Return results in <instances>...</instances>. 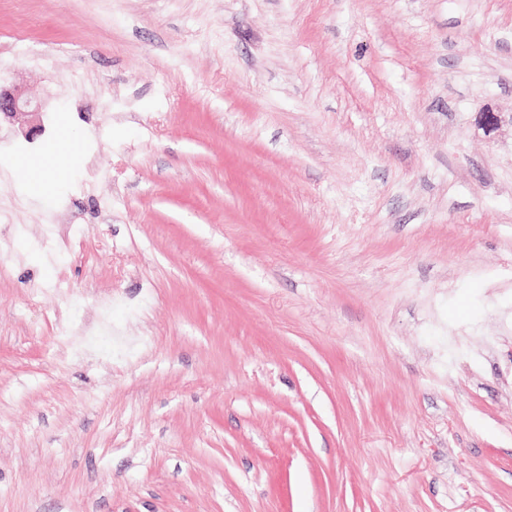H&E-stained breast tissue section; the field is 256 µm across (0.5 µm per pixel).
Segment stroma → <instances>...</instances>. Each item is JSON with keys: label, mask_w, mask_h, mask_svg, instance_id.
I'll return each mask as SVG.
<instances>
[{"label": "stroma", "mask_w": 512, "mask_h": 512, "mask_svg": "<svg viewBox=\"0 0 512 512\" xmlns=\"http://www.w3.org/2000/svg\"><path fill=\"white\" fill-rule=\"evenodd\" d=\"M0 85V512H512V0H0ZM40 109L41 105L27 98L21 90H3L0 85V120L3 115L23 125L29 115L40 112ZM72 141L71 131L62 127L54 145L46 149L37 159L26 155L18 157L14 169L19 181L33 194L45 196L50 190V176L62 169L81 165L83 155L66 147Z\"/></svg>", "instance_id": "35a3bbf8"}]
</instances>
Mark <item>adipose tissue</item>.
I'll return each mask as SVG.
<instances>
[{"mask_svg": "<svg viewBox=\"0 0 512 512\" xmlns=\"http://www.w3.org/2000/svg\"><path fill=\"white\" fill-rule=\"evenodd\" d=\"M69 128H61L54 145L46 149L38 158L23 155L16 159L14 169L19 181L33 194L46 195L50 190V177L56 171L72 169L81 165V152L70 150Z\"/></svg>", "mask_w": 512, "mask_h": 512, "instance_id": "adipose-tissue-1", "label": "adipose tissue"}]
</instances>
